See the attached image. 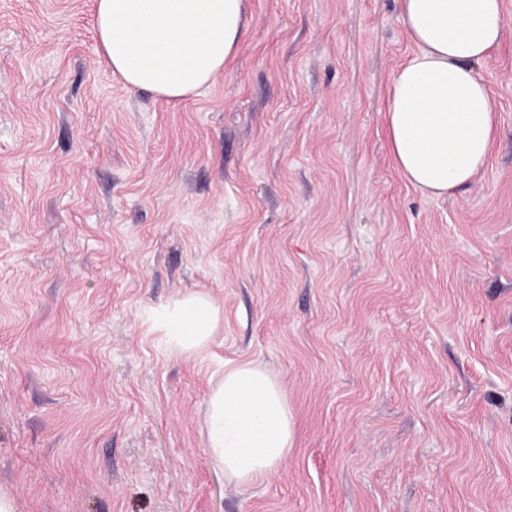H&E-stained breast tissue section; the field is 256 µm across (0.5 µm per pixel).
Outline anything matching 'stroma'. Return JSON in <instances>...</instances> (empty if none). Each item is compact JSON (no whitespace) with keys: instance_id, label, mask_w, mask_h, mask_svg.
Returning <instances> with one entry per match:
<instances>
[{"instance_id":"stroma-1","label":"stroma","mask_w":512,"mask_h":512,"mask_svg":"<svg viewBox=\"0 0 512 512\" xmlns=\"http://www.w3.org/2000/svg\"><path fill=\"white\" fill-rule=\"evenodd\" d=\"M233 64L169 103L112 74L95 0H0V495L15 512H512V0L477 67L491 157L453 196L394 168L399 0H245ZM221 314L202 352L161 307ZM293 447L228 482L230 362ZM158 321L173 349L200 353L215 336L220 313L208 296L189 295L164 309ZM205 447L238 485L270 476L293 447L292 412L279 380L253 361L226 366L209 395Z\"/></svg>"}]
</instances>
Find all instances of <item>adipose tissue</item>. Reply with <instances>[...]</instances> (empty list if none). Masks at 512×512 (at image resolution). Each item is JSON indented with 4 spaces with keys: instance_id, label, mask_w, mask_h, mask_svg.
Listing matches in <instances>:
<instances>
[{
    "instance_id": "adipose-tissue-1",
    "label": "adipose tissue",
    "mask_w": 512,
    "mask_h": 512,
    "mask_svg": "<svg viewBox=\"0 0 512 512\" xmlns=\"http://www.w3.org/2000/svg\"><path fill=\"white\" fill-rule=\"evenodd\" d=\"M417 53L394 74L385 105L398 171L424 194L466 185L491 155L497 128L491 92L476 66L503 38V0H399ZM244 0H96L97 32L126 86L172 102L196 95L233 59L244 35ZM220 322L205 295L159 315L169 344L202 352ZM293 446L292 412L279 380L252 361L224 369L207 403L205 447L225 478L253 485Z\"/></svg>"
}]
</instances>
